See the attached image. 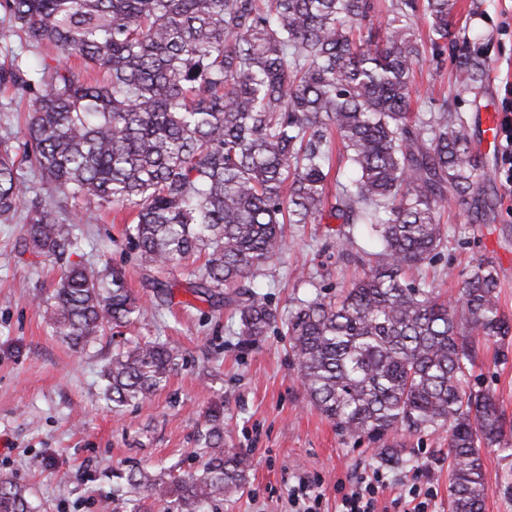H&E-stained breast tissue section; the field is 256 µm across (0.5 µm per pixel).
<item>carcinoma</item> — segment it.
Returning a JSON list of instances; mask_svg holds the SVG:
<instances>
[{
  "mask_svg": "<svg viewBox=\"0 0 512 512\" xmlns=\"http://www.w3.org/2000/svg\"><path fill=\"white\" fill-rule=\"evenodd\" d=\"M456 0H393L375 39L373 0H0V15L37 56L0 68V89L28 99L24 145L48 189L102 209L136 211L126 230L140 261L181 270L187 291L232 308L239 342L272 329L288 337L310 401L342 435L443 430L450 512H483V448L505 447L512 417L470 388L480 342L504 343L512 319L497 302L498 274L477 262L454 303L407 277L448 239L442 213L456 202L486 215L466 120L448 97L411 109L420 50L414 19L433 45L448 43ZM77 55L82 64L73 65ZM459 58L456 88L481 81ZM352 175L326 192L330 130ZM17 139L0 137V223H22L24 246L62 260L79 249L70 218L18 174ZM376 242L372 258L334 295L316 293L282 314L242 282L279 258L287 224L324 212ZM54 335L74 349L105 328L144 316L120 272L69 262L43 300ZM164 343L133 340L103 365L115 408L158 391L178 365ZM200 467L180 477L133 466L130 492L180 512H207L247 482V457L224 447L214 422L199 432ZM0 512H34L26 488L0 477Z\"/></svg>",
  "mask_w": 512,
  "mask_h": 512,
  "instance_id": "1",
  "label": "carcinoma"
}]
</instances>
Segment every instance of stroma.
Returning <instances> with one entry per match:
<instances>
[{
	"mask_svg": "<svg viewBox=\"0 0 512 512\" xmlns=\"http://www.w3.org/2000/svg\"><path fill=\"white\" fill-rule=\"evenodd\" d=\"M485 63L482 84L456 93L454 74L461 54ZM422 100L447 98L468 124L478 153L479 182L489 210L474 224L466 205L456 203L442 218L448 241L433 263L444 273L442 288L455 296L477 261L498 272L499 304L512 316V197L502 187V143L487 142L483 113H501L512 100V0H458L444 52L425 45L416 68ZM130 209L99 212L81 224V247L73 261L90 268L110 265L122 272L134 298L148 308L138 323L95 346L73 350L54 336L37 299L53 288L59 265L24 249L20 225L0 224V476L26 485L36 512H131V502L109 499L112 473L133 465L181 474L195 464L198 433L218 419L227 447L248 456V481L216 512H290L288 485L311 480L321 495V512H336L339 489L361 472L378 469L389 486L379 496L390 504L405 482L431 488L434 512H448V443L445 433L415 438L395 433L402 464L381 461L368 439L342 436L310 401L301 385L287 337L272 331L259 346H241L224 307L175 286L171 303H155L153 271L131 250L125 229ZM339 220L323 217L289 229L280 261L255 283L273 307L286 310L300 299L340 291L354 271L353 259L373 246L355 238L348 254L336 249ZM157 339L179 354L167 386L153 396L115 411L101 398L99 371L129 339ZM512 416V354L488 343L473 370ZM487 496L485 512H512V455L482 451ZM39 468H31V460Z\"/></svg>",
	"mask_w": 512,
	"mask_h": 512,
	"instance_id": "obj_1",
	"label": "stroma"
}]
</instances>
